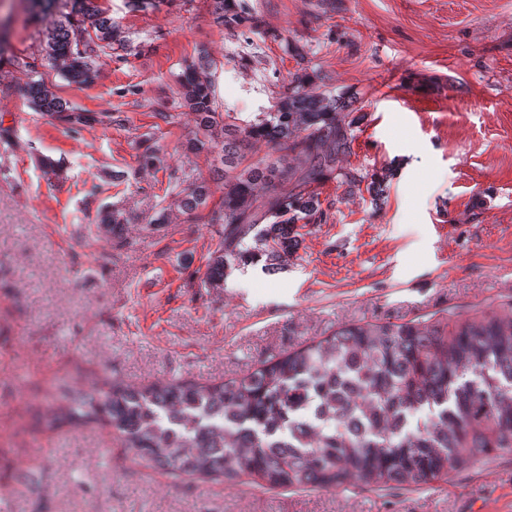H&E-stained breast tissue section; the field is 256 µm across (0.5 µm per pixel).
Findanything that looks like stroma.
Instances as JSON below:
<instances>
[{"mask_svg":"<svg viewBox=\"0 0 512 512\" xmlns=\"http://www.w3.org/2000/svg\"><path fill=\"white\" fill-rule=\"evenodd\" d=\"M246 2L251 20L231 36L212 0L158 12L102 0L124 43L79 86L46 60L26 0H0L8 40L37 61L0 64V512H512V455L416 490L174 486L109 429H41L51 384L227 380L350 323L512 306V0ZM202 50L221 112L273 111L305 72L311 91L356 98L344 165L389 176L379 201L324 178L287 265L245 266L220 288L202 281L218 229L181 208L194 182L210 206L224 196L212 156L186 148L180 75ZM35 75L112 123L72 132L34 110ZM149 147L163 167L140 164ZM107 206L132 217L121 238L98 229ZM159 212L166 223L150 225Z\"/></svg>","mask_w":512,"mask_h":512,"instance_id":"obj_1","label":"stroma"}]
</instances>
